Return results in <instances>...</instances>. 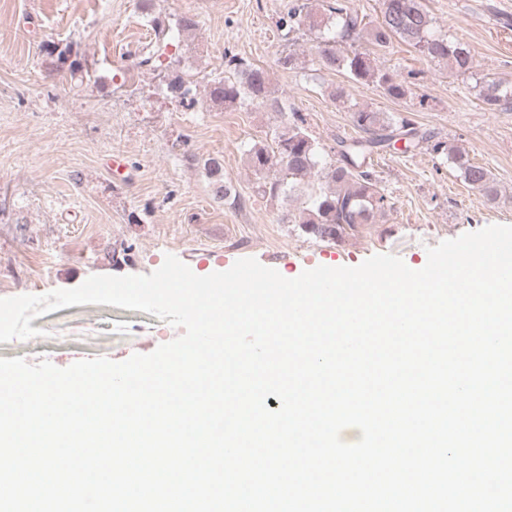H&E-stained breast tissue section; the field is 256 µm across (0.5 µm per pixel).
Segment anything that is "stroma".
Segmentation results:
<instances>
[{"mask_svg": "<svg viewBox=\"0 0 512 512\" xmlns=\"http://www.w3.org/2000/svg\"><path fill=\"white\" fill-rule=\"evenodd\" d=\"M289 0H0V298L44 295L92 275H147L166 255L193 273L228 270L256 258L292 279L318 266H356L392 254L422 269L427 250L492 224L512 225V112H489L476 78L512 85V0H424L439 34L472 48L475 78L449 76L396 41L377 58L409 86L405 98L372 83H351L320 67L314 34L282 36ZM198 25L180 32L177 16ZM168 33L156 37L152 19ZM72 44L92 78L57 73L49 53ZM297 57L294 68L279 59ZM152 66H140L145 55ZM237 56L268 71L286 109L300 113L327 148L358 137L351 112L368 108L409 120L458 147L493 175L499 198L488 202L440 157L420 148L382 155L374 173L390 208L337 241L304 233L286 217L291 201L254 192L245 150L271 139L275 112L212 105L208 83ZM193 80L194 106L167 89L175 71ZM345 86L342 100L332 88ZM124 155V181L107 169ZM222 156L224 176L242 204L215 199L203 167ZM127 247L126 262L112 251ZM39 337L0 343V358L49 360L65 368L82 358L115 362L153 352L181 336L155 315L110 305H73L35 318Z\"/></svg>", "mask_w": 512, "mask_h": 512, "instance_id": "35a3bbf8", "label": "stroma"}]
</instances>
